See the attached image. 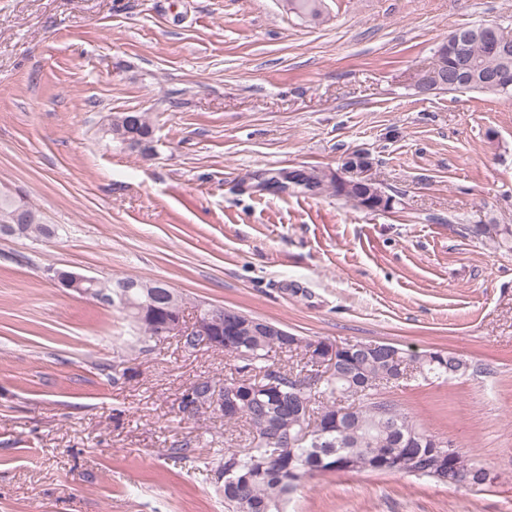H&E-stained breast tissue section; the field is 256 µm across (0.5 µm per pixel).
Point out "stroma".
Listing matches in <instances>:
<instances>
[{"label": "stroma", "mask_w": 512, "mask_h": 512, "mask_svg": "<svg viewBox=\"0 0 512 512\" xmlns=\"http://www.w3.org/2000/svg\"><path fill=\"white\" fill-rule=\"evenodd\" d=\"M0 0V189L50 238L0 237V512H226L215 450L243 447L179 399L222 352L176 338L125 361L122 314L58 270L166 282L311 341L459 354L469 371L387 390L490 470L480 489L370 471L302 479L287 512H512V98L417 87L455 30L512 34V0ZM144 112L150 154L102 138ZM368 154L373 212L264 187ZM190 439L194 458L173 447ZM323 0H285V5L293 13H296L309 22L321 20ZM461 231L488 245L495 251L512 253L511 224H464Z\"/></svg>", "instance_id": "obj_1"}]
</instances>
